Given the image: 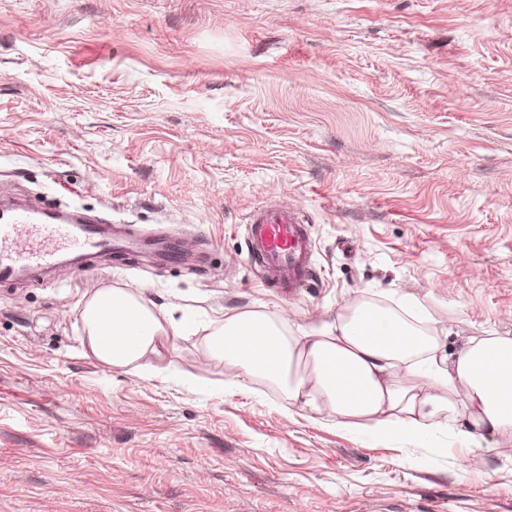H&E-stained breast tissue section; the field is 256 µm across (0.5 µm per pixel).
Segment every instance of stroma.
<instances>
[{
  "instance_id": "obj_1",
  "label": "stroma",
  "mask_w": 512,
  "mask_h": 512,
  "mask_svg": "<svg viewBox=\"0 0 512 512\" xmlns=\"http://www.w3.org/2000/svg\"><path fill=\"white\" fill-rule=\"evenodd\" d=\"M0 192L192 246L0 281V512H512L500 437L356 435L205 344L405 295L448 347L512 337V0H0ZM268 204L306 287L248 261ZM103 287L185 317L155 374L84 354ZM307 221L286 207L272 206L248 224L247 257L273 288H298L311 281L314 243Z\"/></svg>"
}]
</instances>
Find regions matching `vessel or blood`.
<instances>
[{"label": "vessel or blood", "mask_w": 512, "mask_h": 512, "mask_svg": "<svg viewBox=\"0 0 512 512\" xmlns=\"http://www.w3.org/2000/svg\"><path fill=\"white\" fill-rule=\"evenodd\" d=\"M119 242L111 225L83 221L63 209L12 204L0 218V280L53 269L69 255L109 253ZM313 254V239L298 211L272 206L251 219L247 257L268 286L291 289L310 282Z\"/></svg>", "instance_id": "obj_1"}]
</instances>
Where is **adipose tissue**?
Segmentation results:
<instances>
[{"label": "adipose tissue", "instance_id": "obj_1", "mask_svg": "<svg viewBox=\"0 0 512 512\" xmlns=\"http://www.w3.org/2000/svg\"><path fill=\"white\" fill-rule=\"evenodd\" d=\"M84 352L117 370H150L184 334L173 311L123 288L89 293ZM225 365L277 386L290 405L329 411L338 426L425 440L448 420L465 446L512 436V338L471 336L447 350L426 327L421 304L353 302L335 325L295 336L251 309L225 314L206 338Z\"/></svg>", "mask_w": 512, "mask_h": 512}]
</instances>
